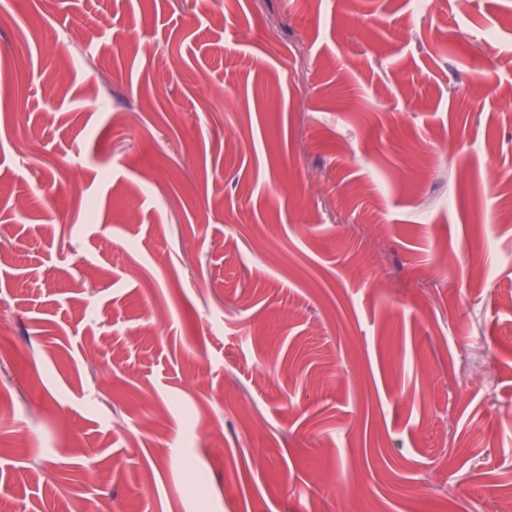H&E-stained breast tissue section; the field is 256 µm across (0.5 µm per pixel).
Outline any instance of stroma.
Segmentation results:
<instances>
[{
  "mask_svg": "<svg viewBox=\"0 0 512 512\" xmlns=\"http://www.w3.org/2000/svg\"><path fill=\"white\" fill-rule=\"evenodd\" d=\"M511 201L512 0H0V495L500 512Z\"/></svg>",
  "mask_w": 512,
  "mask_h": 512,
  "instance_id": "stroma-1",
  "label": "stroma"
}]
</instances>
